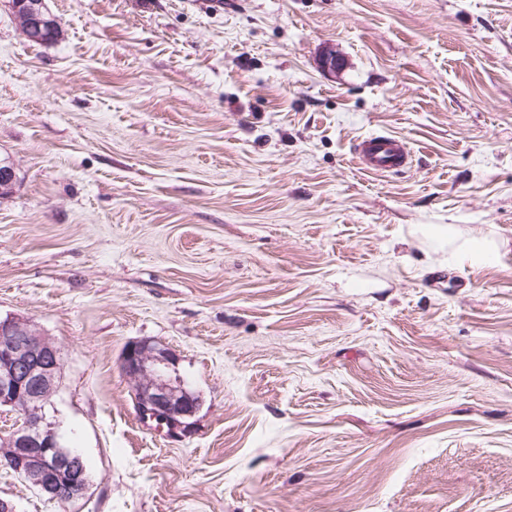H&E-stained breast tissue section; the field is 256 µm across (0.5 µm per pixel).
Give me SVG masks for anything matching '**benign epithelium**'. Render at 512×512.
Masks as SVG:
<instances>
[{"label":"benign epithelium","instance_id":"benign-epithelium-1","mask_svg":"<svg viewBox=\"0 0 512 512\" xmlns=\"http://www.w3.org/2000/svg\"><path fill=\"white\" fill-rule=\"evenodd\" d=\"M25 38L37 40L54 26L42 0H9ZM62 361L61 350L16 316L0 318V409L15 412L19 419L3 437L8 463L18 461L14 472L35 487L47 500L66 505L82 498L83 456L63 446L59 421L45 413L44 404L55 392ZM175 358L166 348L147 341L128 345L121 368L138 393V414L168 432L188 431L199 400L167 373Z\"/></svg>","mask_w":512,"mask_h":512}]
</instances>
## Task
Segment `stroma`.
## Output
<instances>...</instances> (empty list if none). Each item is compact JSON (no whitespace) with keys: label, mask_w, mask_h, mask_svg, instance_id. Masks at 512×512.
Listing matches in <instances>:
<instances>
[{"label":"stroma","mask_w":512,"mask_h":512,"mask_svg":"<svg viewBox=\"0 0 512 512\" xmlns=\"http://www.w3.org/2000/svg\"><path fill=\"white\" fill-rule=\"evenodd\" d=\"M45 3L35 44L0 0V316L61 350L70 512H512V0ZM380 132L408 170L359 168ZM354 153L363 170L378 176L402 172L412 163L407 141L386 133L371 134L360 139ZM174 363L168 349L139 341L125 348L121 368L138 393V414L159 425L165 424L172 434H179L192 425L190 420L199 408V400L180 381L172 382L166 377Z\"/></svg>","instance_id":"1"}]
</instances>
